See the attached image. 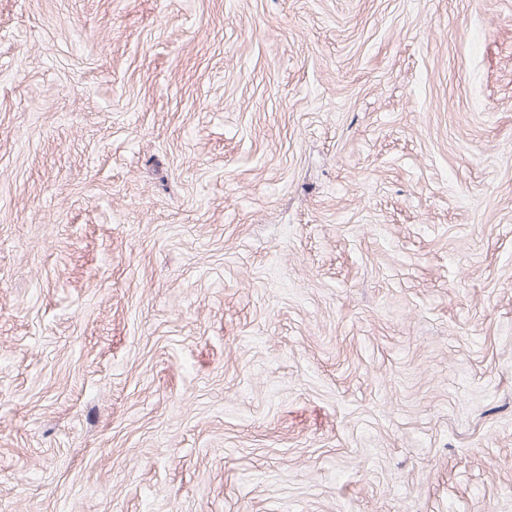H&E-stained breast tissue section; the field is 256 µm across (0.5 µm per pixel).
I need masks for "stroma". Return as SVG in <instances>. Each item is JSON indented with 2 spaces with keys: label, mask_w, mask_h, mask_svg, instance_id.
Here are the masks:
<instances>
[{
  "label": "stroma",
  "mask_w": 512,
  "mask_h": 512,
  "mask_svg": "<svg viewBox=\"0 0 512 512\" xmlns=\"http://www.w3.org/2000/svg\"><path fill=\"white\" fill-rule=\"evenodd\" d=\"M0 512H512V0H0Z\"/></svg>",
  "instance_id": "stroma-1"
}]
</instances>
